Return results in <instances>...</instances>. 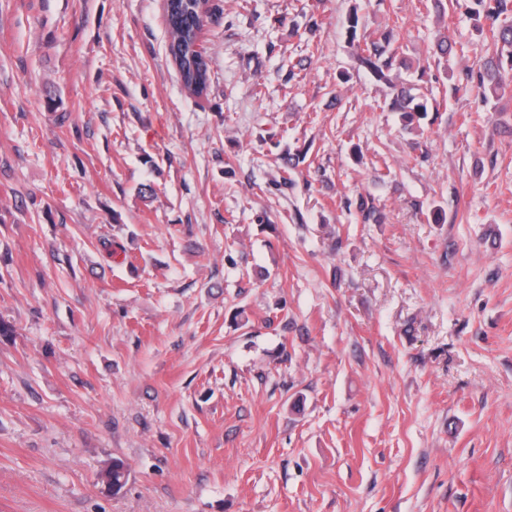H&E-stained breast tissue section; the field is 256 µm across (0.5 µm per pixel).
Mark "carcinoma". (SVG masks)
<instances>
[{
    "label": "carcinoma",
    "instance_id": "obj_1",
    "mask_svg": "<svg viewBox=\"0 0 512 512\" xmlns=\"http://www.w3.org/2000/svg\"><path fill=\"white\" fill-rule=\"evenodd\" d=\"M469 12L479 22L485 18L490 21V39L497 47V54L480 67L477 74V86L482 101L495 93L503 81V64L512 71V23L500 19L506 11L507 0H470ZM198 0H169L164 6L169 35V53L179 71L184 86L193 94L200 96L207 88L208 63L205 52L198 47L199 34L203 20L198 14ZM360 17L354 10L348 17L346 28L350 44L357 48V61L373 79L390 80L392 71H409L415 67L405 58L398 56L393 47L395 32L399 20L378 38H370L359 33ZM424 75L425 68H415ZM396 95L391 102V110L400 113L404 125L428 111V98L414 83L395 85ZM106 476L112 478V486L121 490L126 485L127 465L122 460L112 462Z\"/></svg>",
    "mask_w": 512,
    "mask_h": 512
}]
</instances>
